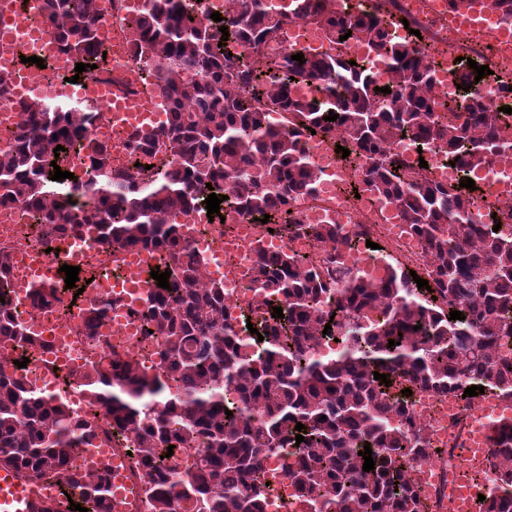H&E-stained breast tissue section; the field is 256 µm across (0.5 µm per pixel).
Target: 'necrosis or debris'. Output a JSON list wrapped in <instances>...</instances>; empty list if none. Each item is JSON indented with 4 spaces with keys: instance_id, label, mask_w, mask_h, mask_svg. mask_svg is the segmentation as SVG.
Masks as SVG:
<instances>
[{
    "instance_id": "4bbe7bcc",
    "label": "necrosis or debris",
    "mask_w": 512,
    "mask_h": 512,
    "mask_svg": "<svg viewBox=\"0 0 512 512\" xmlns=\"http://www.w3.org/2000/svg\"><path fill=\"white\" fill-rule=\"evenodd\" d=\"M140 0H99L98 24L100 41L108 52L99 63V71L92 80L103 87H111L120 80L126 87L125 98L146 97L150 111L158 116V125H165L169 117V102L159 92H146L140 81L134 80L126 64V56L112 51L114 41L120 40L129 25L138 16ZM439 0H399L397 18L413 19L427 27L429 34L423 41V50L436 72L434 100L437 111L467 105L468 99L458 87V73L462 57L483 55L490 69L487 84L480 89L487 104L503 106L512 103V93L504 91L503 78L512 74V44L502 40L500 29H512V18L497 16L496 26L488 30L485 38L471 36L468 30H451L439 18ZM280 53L298 51L307 56L347 55L363 62L365 69L379 87L390 82L385 60L369 53L355 40L337 41L328 38L324 28L295 22L286 25L279 39ZM344 136L343 130L328 135L301 136L316 172L317 179L311 195L293 200L291 210L299 231L282 235L269 232L266 225L244 221L232 207H225L219 219H208L205 206H197L180 217L179 231L190 243L192 255L204 274V285L218 281L219 272L230 266L233 277L219 280L224 288V309L228 318L239 323L240 335L250 339L244 321L246 310L239 306L240 299H249L251 306L263 305L264 295L249 288L244 273L255 264L259 253L286 251L311 259L324 270L343 263L362 275H379L393 264L404 270L415 271L427 277L432 258L418 236L405 224L396 203L370 192L366 181L367 162L364 158L349 159L338 153L337 147ZM398 158L406 172L443 186L459 184L471 177L480 191L494 198L492 204L477 200L476 213L481 222H500V231L512 235V221L506 213L512 209V150L494 157L490 166L463 175L461 167L451 166L448 156L421 148L419 141L405 137L388 147ZM318 224L335 225L341 237L351 240V247H339L328 242L318 243L308 233ZM73 245L83 252L89 263L107 270L114 282L126 281L130 269L129 251H112L89 241L74 240ZM0 248L7 249L10 257L26 254L44 255L45 247L36 239L33 226L26 224L15 207L0 206ZM15 286L10 302L31 335L47 340L49 349L30 358L24 374L28 385L36 391L52 394L62 392L73 416L96 418L98 435L94 453H82L75 461L86 470L112 468L116 446L108 433L109 425L99 418L88 398L76 387L66 386L72 368L82 367L93 358L84 339V326L80 305H67L65 312L45 311L33 305L29 288L23 287V273L12 275ZM119 315L108 308L99 330L100 345L106 352H118L136 358L147 376L159 372L160 358L157 346L143 334L142 325H134L128 334L115 335L114 325ZM477 407L460 401L455 392L445 395L417 393L410 408L413 424L422 430L435 453L416 462L414 471L419 475L418 490L429 506V512H448L452 501L454 466L448 461L473 433L478 417ZM295 459L291 448L280 449L263 463L267 489L266 512H281V500L290 488L288 467Z\"/></svg>"
}]
</instances>
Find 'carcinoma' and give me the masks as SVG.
<instances>
[{"instance_id": "1", "label": "carcinoma", "mask_w": 512, "mask_h": 512, "mask_svg": "<svg viewBox=\"0 0 512 512\" xmlns=\"http://www.w3.org/2000/svg\"><path fill=\"white\" fill-rule=\"evenodd\" d=\"M94 2L42 0L41 7L60 48L88 65L87 75L105 52ZM232 2L222 21L204 24L190 20L191 0H146L131 24V60L144 70L145 86L168 95L171 112L167 128L128 140L126 167H114L109 146L91 137L93 108L60 100L22 104L17 131L0 148V205L20 206L42 243L88 236L116 251L141 246L171 258L159 269L171 272L170 289L156 288L143 312L163 378L142 375L134 357L115 352L97 353L68 377L119 435L134 433L128 449L134 465L146 467L140 478L151 512H265L263 459L290 445L297 453L288 473L308 512H427L407 467L431 451L412 429L414 394L464 396L476 385L512 399V237L476 220L471 189L410 179L384 144L411 133L465 168L483 167L509 148L499 135L502 112L477 98L470 122L452 109L436 113V77L420 38H389L381 16L388 0L375 14L349 16L336 12L335 0H291L283 12L262 0ZM290 21L318 23L334 39L349 32L383 55L393 72L391 93L376 91L349 57L300 63L289 53L270 56L268 46ZM311 80L325 85L328 100L289 95L292 84ZM246 83L255 85V96H241ZM272 107L291 114L301 130L347 128L341 146L370 160L367 182L397 203L433 254L429 275L438 295L399 268L365 280L344 273L332 282L299 255H264L246 279L283 299L284 317H272L271 304L257 308L255 327L264 340H240L224 315V289L201 288L178 224L163 214L187 213L214 193L228 196L224 204L251 221L270 215L267 225L279 233L299 229L287 204L312 193L315 171L297 138L270 120ZM331 112L339 118L325 120ZM162 137L173 156L166 166L153 164ZM59 145L64 150L53 153ZM71 154L86 158L90 179L51 180V161L59 165ZM311 234L320 243L337 239L333 224ZM11 288L9 255L0 249V345L20 350L21 362L38 340L9 308ZM31 292L37 307L54 310L78 287L66 289L61 278ZM451 311L466 319H450ZM105 314L96 301L84 307L93 350ZM325 334L339 339L333 353L321 351ZM390 340L397 345L388 347ZM376 371L391 384L374 379ZM400 377L406 393L396 389ZM299 422L305 429L295 430ZM96 436L95 425L73 417L60 396L32 390L21 373H0V467L54 479L73 503L108 512L109 475L74 466ZM366 443L375 463L369 472L358 455ZM170 445L175 452L194 449L193 463L182 467L176 456L165 457ZM492 453L498 463L483 512H512V422L499 426Z\"/></svg>"}]
</instances>
